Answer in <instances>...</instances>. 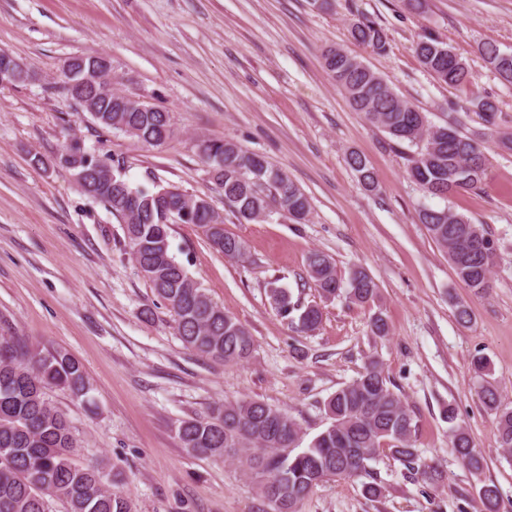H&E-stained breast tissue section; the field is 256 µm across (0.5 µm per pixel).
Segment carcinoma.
<instances>
[{"label": "carcinoma", "mask_w": 512, "mask_h": 512, "mask_svg": "<svg viewBox=\"0 0 512 512\" xmlns=\"http://www.w3.org/2000/svg\"><path fill=\"white\" fill-rule=\"evenodd\" d=\"M352 39L381 50L384 32L372 21H358L350 28ZM445 46L423 37L414 50L434 78L451 87L467 83V65ZM498 79L512 85V52H502L491 43L479 47ZM329 75L345 93L352 108L398 144L416 148L411 159V178L431 195H447L459 179L458 170L468 168L462 190L482 188L488 176V150L484 141L470 137L453 124L435 125L426 114L396 93L388 83L357 58L340 49L325 54ZM85 102L96 111L92 121L103 130H119L137 141L157 146L172 135L170 113L141 110L121 96H103L94 84L82 89ZM488 129L496 133L495 144L512 150V133L496 131L500 112L497 101L476 96L469 101ZM210 175L222 190L224 201L241 222L253 223L270 216L271 204L301 224L310 214V203L298 185L283 170L255 161V153L232 140H206L199 145ZM62 153L68 156L64 169L89 172L79 186L101 201L124 224L132 260L149 283L155 297L170 308L178 335L198 354L226 364L239 363L253 351L248 329L224 313L205 289L195 282L171 253V225L164 209H189L184 223L202 228L211 246L228 258L242 255V243L224 230L210 231L208 219H218L207 199L189 196L175 186L153 191L133 187L120 174L118 185L99 184L96 167L114 168L107 154H96L73 137ZM349 167L368 189L376 175L365 158L351 152ZM419 221L432 240L448 255L457 278L474 293L490 287L491 270L484 257L470 250V231L482 227L448 208L424 207ZM307 273L325 299L345 294L358 305L375 301L377 284L363 269L353 270L347 288L341 287L336 267L325 253H309ZM275 307L285 315L299 311L298 329L316 331L323 312L318 304L299 306L284 288L269 289ZM58 390L76 399L88 397L90 383L81 363L64 349L33 351L12 338L0 336V512H49L48 498L66 500L69 512H128L122 480L98 464L78 466L71 458L75 447L66 413L51 403L47 391ZM483 404L498 414L500 446L512 450V408H500L497 389L482 387ZM330 424L302 448L297 423L286 413L256 399L224 402L209 408L204 416L180 422L176 435L183 448L194 455L234 458L255 480L259 495L272 512H298V505L322 482L369 474L368 462L388 447L393 456L410 465L418 463L410 444L413 418L401 397L391 388L379 363L369 362L351 383L338 389L326 402ZM452 447L470 470L483 467L482 457L469 433L457 426Z\"/></svg>", "instance_id": "1"}]
</instances>
